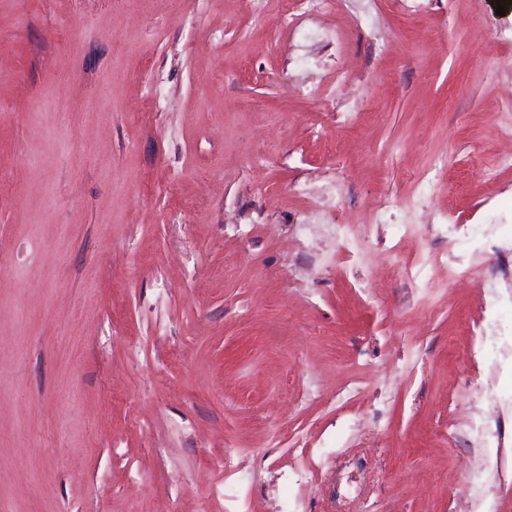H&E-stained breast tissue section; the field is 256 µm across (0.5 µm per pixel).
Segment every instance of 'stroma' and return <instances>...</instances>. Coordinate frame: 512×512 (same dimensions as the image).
Segmentation results:
<instances>
[{
    "instance_id": "35a3bbf8",
    "label": "stroma",
    "mask_w": 512,
    "mask_h": 512,
    "mask_svg": "<svg viewBox=\"0 0 512 512\" xmlns=\"http://www.w3.org/2000/svg\"><path fill=\"white\" fill-rule=\"evenodd\" d=\"M277 13L0 0V512H512V0ZM441 264L446 267L449 278L461 280L473 276V271L467 264L465 256L453 249L448 251V259L442 261Z\"/></svg>"
}]
</instances>
